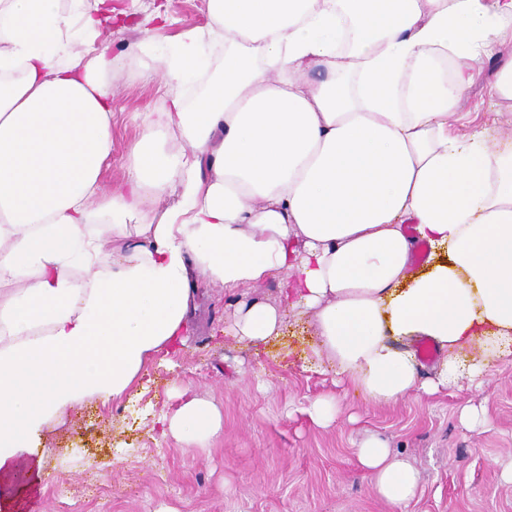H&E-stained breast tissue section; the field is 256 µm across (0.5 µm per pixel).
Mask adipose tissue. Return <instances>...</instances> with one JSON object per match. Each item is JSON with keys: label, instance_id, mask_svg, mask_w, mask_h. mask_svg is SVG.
I'll list each match as a JSON object with an SVG mask.
<instances>
[{"label": "adipose tissue", "instance_id": "ef3b65f1", "mask_svg": "<svg viewBox=\"0 0 512 512\" xmlns=\"http://www.w3.org/2000/svg\"><path fill=\"white\" fill-rule=\"evenodd\" d=\"M72 2L0 0V512L14 477L43 479L46 418L122 397L181 338L197 274L229 291L278 276L281 305L243 306L225 335L258 346L314 314L307 361L373 404L512 363V140L448 123L485 59L500 62L490 96L512 101V0H207L209 33L152 71L171 92L115 199L98 196L114 102L100 36L128 9ZM210 33L223 70L189 103L178 88L207 67ZM423 338L441 353L428 378ZM223 428L193 397L161 435L203 451ZM356 454L379 498H415L386 440Z\"/></svg>", "mask_w": 512, "mask_h": 512}]
</instances>
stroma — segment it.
I'll use <instances>...</instances> for the list:
<instances>
[{
	"mask_svg": "<svg viewBox=\"0 0 512 512\" xmlns=\"http://www.w3.org/2000/svg\"><path fill=\"white\" fill-rule=\"evenodd\" d=\"M154 8L145 0L105 38L115 61L112 155L101 173L107 195L126 183L143 113L162 109L170 91L144 72L171 54L180 33L211 26L206 0H164L170 22L163 27ZM145 37L159 52L128 56V45ZM482 67L484 81L465 93L450 122L460 134L489 126L512 137V102L491 98L486 84L497 63ZM277 297L274 278L234 293L200 282L184 342L151 353L121 398L84 399L48 418L37 442L48 477L22 491L16 512L34 500L41 512H391L356 457L357 444L372 433L419 473L406 512H512V481L503 476L512 467V364L480 389L374 405L333 372L308 366L313 316L289 319L283 336L266 346L246 349L224 335L241 301L273 304ZM182 392L212 401L224 416L208 452L183 450L160 434L159 418L179 407ZM325 395L336 396L339 411L321 427L307 408ZM465 406L478 410L480 424L461 422Z\"/></svg>",
	"mask_w": 512,
	"mask_h": 512,
	"instance_id": "35a3bbf8",
	"label": "stroma"
}]
</instances>
